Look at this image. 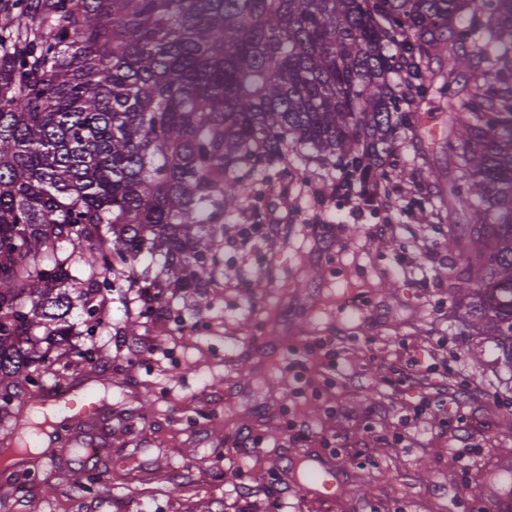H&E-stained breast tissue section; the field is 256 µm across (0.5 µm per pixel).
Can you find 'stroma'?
I'll list each match as a JSON object with an SVG mask.
<instances>
[{
  "label": "stroma",
  "mask_w": 512,
  "mask_h": 512,
  "mask_svg": "<svg viewBox=\"0 0 512 512\" xmlns=\"http://www.w3.org/2000/svg\"><path fill=\"white\" fill-rule=\"evenodd\" d=\"M414 111L384 147V196L363 202L338 167L289 154L226 217L212 288L150 311L137 289H114L91 334L74 308L73 342L96 366L55 365L43 387L92 391L104 412L0 473V512H422L426 500L479 512L486 471L512 458V370L490 340L461 335L448 298V99L429 92ZM351 294L362 305L346 307ZM316 338L335 341L338 367L309 361L298 398L289 351ZM443 359L457 409L403 424L407 364L436 385L426 368ZM291 416L308 437L284 427ZM244 429L260 439L247 456ZM461 436L478 463L468 474L451 460ZM93 440L107 453L90 460L80 448ZM302 448L344 471L334 503L284 484Z\"/></svg>",
  "instance_id": "obj_1"
}]
</instances>
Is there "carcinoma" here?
Masks as SVG:
<instances>
[{"instance_id":"cac0c4a2","label":"carcinoma","mask_w":512,"mask_h":512,"mask_svg":"<svg viewBox=\"0 0 512 512\" xmlns=\"http://www.w3.org/2000/svg\"><path fill=\"white\" fill-rule=\"evenodd\" d=\"M402 86L448 96L452 306L512 369V0H0V446L54 363L93 365L60 351L74 307L92 334L122 282L210 287L290 148L368 187Z\"/></svg>"}]
</instances>
